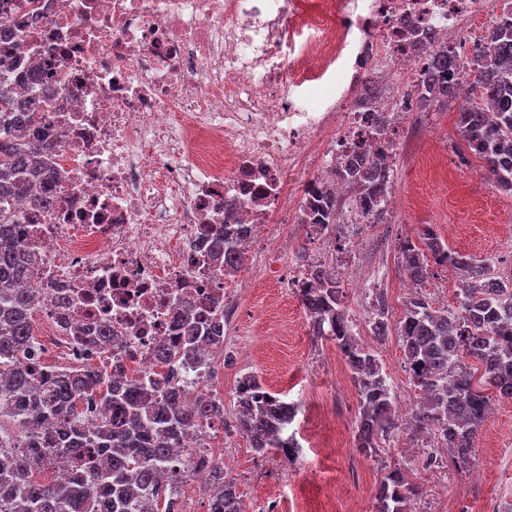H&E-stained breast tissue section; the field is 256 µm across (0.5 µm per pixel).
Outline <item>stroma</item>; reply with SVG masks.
<instances>
[{"instance_id": "obj_1", "label": "stroma", "mask_w": 512, "mask_h": 512, "mask_svg": "<svg viewBox=\"0 0 512 512\" xmlns=\"http://www.w3.org/2000/svg\"><path fill=\"white\" fill-rule=\"evenodd\" d=\"M436 117L439 145L414 135L396 164L385 223L340 225L332 241L309 238L306 226H292L288 254L264 253L240 277L235 297L244 315L224 339V376L253 373L270 391L298 402L294 426L304 434L301 456L293 462L275 449L249 451L242 432L225 435L224 474L244 502L273 512H325L332 491L336 512H373L375 483L398 467L416 488L413 512H493L512 503V400L496 399L479 427L474 461L484 476L472 479L436 432L414 433L418 391L405 370L399 338L393 333L375 341L353 281L358 275L384 291L398 289L397 244L421 243L428 227L455 252L492 260L501 269L512 266V194L487 184L483 161L467 159L456 109L437 110ZM301 253L323 257L335 268L358 341L375 349L390 377L399 421L378 438L376 456L357 446L355 385L336 365L335 344L313 336L300 299L280 279L283 267ZM247 345L258 347L256 360L240 359ZM430 451L437 456L432 465L426 462Z\"/></svg>"}]
</instances>
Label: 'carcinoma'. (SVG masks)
Returning a JSON list of instances; mask_svg holds the SVG:
<instances>
[{"label":"carcinoma","instance_id":"cac0c4a2","mask_svg":"<svg viewBox=\"0 0 512 512\" xmlns=\"http://www.w3.org/2000/svg\"><path fill=\"white\" fill-rule=\"evenodd\" d=\"M491 64H477V75L494 116L476 108L460 113L459 131L470 154L486 163L494 186L512 192V33L504 29L493 37ZM460 63L443 50L420 85L422 108L455 102L460 88L454 82ZM29 101L17 94L14 80L0 73V512H175L171 495H162L176 429L218 412L214 402L198 399L190 413L181 411L182 393L174 390L164 402L151 400L133 383L123 388L102 386L92 367L81 373L43 371L20 359L31 336L35 304L23 285L33 275L34 263L19 249L13 212L15 200L29 193L30 183L18 179L25 170L36 172V158L51 145L18 133ZM342 179L352 189H363L356 203L383 221L392 186L389 168L367 167L352 160ZM336 199L325 193L310 204L313 224L336 223ZM240 224L224 231L212 249L224 255V267L238 270L246 252L233 238L246 235ZM458 271L462 287L455 305L433 307L418 292L406 302L399 321L406 371L419 389L421 403L416 421L421 428L439 432L457 452L461 467L469 465L478 428L492 397L512 399V277L490 272V263L448 251L432 229L418 246L399 244L408 276L423 281L427 255ZM310 286L302 289L301 303L312 334L326 338L346 357L356 383L361 413L358 447L376 455V437L394 427L395 397L389 377L376 352L358 343L344 312L341 282L332 270H308ZM379 308L369 317L370 330L380 342L390 333L384 294H376ZM188 351L201 357L220 353V335L192 336ZM87 396L99 398L112 411V420H90L77 409ZM238 427L252 449L263 454L271 448L291 458L298 444L288 434L296 405L268 391L250 373L237 397ZM52 427L58 447L84 462L88 445L104 452L96 465L62 471L53 482H36L31 472L45 465L46 427ZM211 488L209 512H240L239 498L219 466L208 468ZM414 487L394 468L381 480L375 512H412Z\"/></svg>","mask_w":512,"mask_h":512}]
</instances>
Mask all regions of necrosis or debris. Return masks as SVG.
I'll list each match as a JSON object with an SVG mask.
<instances>
[{
    "mask_svg": "<svg viewBox=\"0 0 512 512\" xmlns=\"http://www.w3.org/2000/svg\"><path fill=\"white\" fill-rule=\"evenodd\" d=\"M0 15V71L39 103L28 130L55 143L14 204L36 263L30 360L220 404L223 363L181 343L227 322L235 284L214 240L245 224L244 249L287 251L286 225L307 223L331 172L392 165L420 117L392 81L416 84L441 46L464 59L455 82L474 108L468 62L512 23V0H0ZM333 74L335 94L303 107L298 87ZM291 170L307 174L300 192ZM105 329L110 342L85 344ZM226 428L181 429L178 487L223 465Z\"/></svg>",
    "mask_w": 512,
    "mask_h": 512,
    "instance_id": "4bbe7bcc",
    "label": "necrosis or debris"
}]
</instances>
